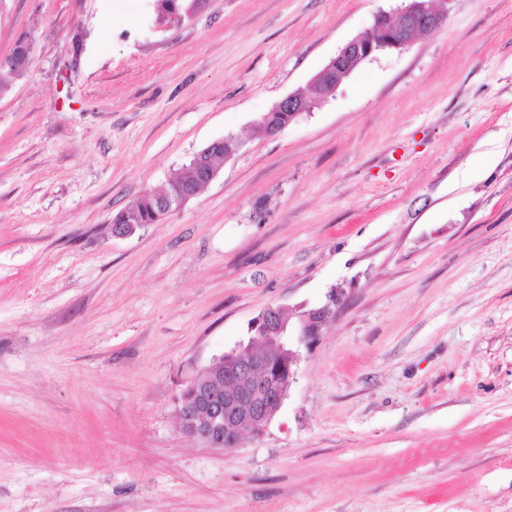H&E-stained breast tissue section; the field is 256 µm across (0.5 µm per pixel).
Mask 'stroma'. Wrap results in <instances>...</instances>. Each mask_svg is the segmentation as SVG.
<instances>
[{
  "label": "stroma",
  "instance_id": "1",
  "mask_svg": "<svg viewBox=\"0 0 512 512\" xmlns=\"http://www.w3.org/2000/svg\"><path fill=\"white\" fill-rule=\"evenodd\" d=\"M402 0H0V512H512V0H444L269 136ZM242 150L113 237L210 142ZM336 317L230 451L176 399L266 306ZM205 1L206 0H155V24L158 25L162 21L168 22L172 18H176L178 21L181 17L187 19L185 10L191 5H194V10L197 12ZM407 2L396 14L380 13L372 25L345 44L310 82V95L290 94L276 102L264 115L263 129L268 131L287 122L285 127L303 114L334 96L345 78L368 59L388 50H401L413 38L429 35L446 21V13L435 6L434 0H403ZM162 217L161 197L153 192H144L112 216V235L118 238L129 237L135 231L133 224H155ZM114 224L119 226L115 227Z\"/></svg>",
  "mask_w": 512,
  "mask_h": 512
}]
</instances>
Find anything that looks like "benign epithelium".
Instances as JSON below:
<instances>
[{
    "mask_svg": "<svg viewBox=\"0 0 512 512\" xmlns=\"http://www.w3.org/2000/svg\"><path fill=\"white\" fill-rule=\"evenodd\" d=\"M446 21L435 0H405L396 14L380 13L372 25L345 44L310 82V94H290L272 111L292 123L334 96L345 78L368 59L401 50ZM336 289L326 301L291 315L270 305L249 324L248 343L214 358L177 398L182 433L210 448L232 450L246 435H262L275 419L296 381L303 355L312 351L336 316Z\"/></svg>",
    "mask_w": 512,
    "mask_h": 512,
    "instance_id": "7a95c632",
    "label": "benign epithelium"
}]
</instances>
